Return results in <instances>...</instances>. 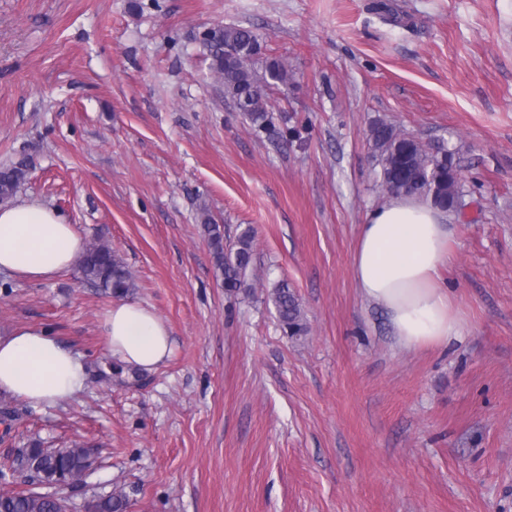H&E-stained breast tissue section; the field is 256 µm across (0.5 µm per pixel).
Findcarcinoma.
<instances>
[{
  "label": "carcinoma",
  "mask_w": 512,
  "mask_h": 512,
  "mask_svg": "<svg viewBox=\"0 0 512 512\" xmlns=\"http://www.w3.org/2000/svg\"><path fill=\"white\" fill-rule=\"evenodd\" d=\"M201 43L211 60V68L224 86L239 112L259 130L272 126V114L265 104V88L273 83L288 82V70L275 58L260 60L261 45L257 35L243 27L217 24L208 28ZM368 144L381 167L382 186L391 194H405L453 214L466 207L454 152L443 141L425 144L382 119L369 127ZM27 168L24 161L0 166V204L10 202L24 185ZM200 223L215 259L224 275V289L229 293L246 286L254 252V231L243 230L236 240L224 243V227L212 221L207 209H201ZM79 268L83 278L104 292L121 296L134 288L130 272L112 247L98 242L85 248ZM278 320L290 336L307 331L299 299L288 283H278L272 292ZM32 460L77 476L83 474L89 450L73 445L69 448H43L38 444L27 449ZM127 502L112 492L99 496L96 512H125ZM0 512H66V502L54 492H0Z\"/></svg>",
  "instance_id": "1"
}]
</instances>
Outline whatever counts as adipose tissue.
<instances>
[{
    "label": "adipose tissue",
    "instance_id": "adipose-tissue-1",
    "mask_svg": "<svg viewBox=\"0 0 512 512\" xmlns=\"http://www.w3.org/2000/svg\"><path fill=\"white\" fill-rule=\"evenodd\" d=\"M449 216L430 203L391 196L366 215L352 260L356 286L382 306L399 343L448 344L459 321L441 272L452 255ZM84 246L74 225L35 199L0 207V269L39 280L75 265ZM106 350L138 373L156 369L172 344L164 321L136 301H119L106 317ZM85 379L83 363L47 331L30 328L0 336V391L35 404L71 397Z\"/></svg>",
    "mask_w": 512,
    "mask_h": 512
}]
</instances>
